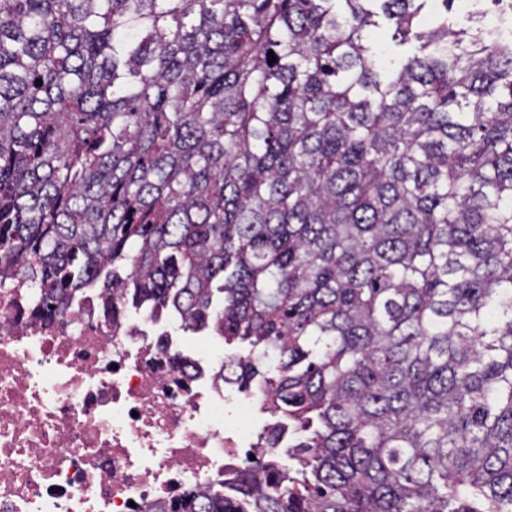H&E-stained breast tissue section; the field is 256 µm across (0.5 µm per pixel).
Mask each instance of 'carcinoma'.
I'll return each mask as SVG.
<instances>
[{
  "label": "carcinoma",
  "mask_w": 512,
  "mask_h": 512,
  "mask_svg": "<svg viewBox=\"0 0 512 512\" xmlns=\"http://www.w3.org/2000/svg\"><path fill=\"white\" fill-rule=\"evenodd\" d=\"M427 2L0 0V289L246 343L298 433L152 512H512V30Z\"/></svg>",
  "instance_id": "obj_1"
}]
</instances>
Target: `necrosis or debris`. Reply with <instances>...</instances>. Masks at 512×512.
<instances>
[{"mask_svg":"<svg viewBox=\"0 0 512 512\" xmlns=\"http://www.w3.org/2000/svg\"><path fill=\"white\" fill-rule=\"evenodd\" d=\"M102 303L95 290L40 320L0 290V512H148L267 473L262 392L239 387L236 354L204 357L176 326Z\"/></svg>","mask_w":512,"mask_h":512,"instance_id":"obj_1","label":"necrosis or debris"}]
</instances>
